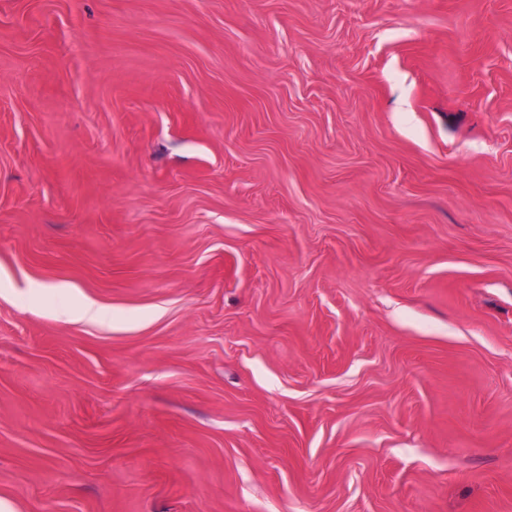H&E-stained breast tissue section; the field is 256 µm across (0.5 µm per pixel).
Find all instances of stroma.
<instances>
[{
	"label": "stroma",
	"mask_w": 512,
	"mask_h": 512,
	"mask_svg": "<svg viewBox=\"0 0 512 512\" xmlns=\"http://www.w3.org/2000/svg\"><path fill=\"white\" fill-rule=\"evenodd\" d=\"M0 499L512 512V0H0Z\"/></svg>",
	"instance_id": "35a3bbf8"
}]
</instances>
